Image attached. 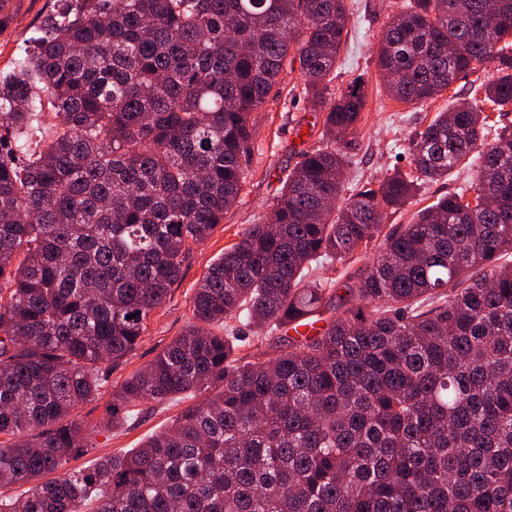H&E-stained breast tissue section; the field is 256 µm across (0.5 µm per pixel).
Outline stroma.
<instances>
[{"label":"stroma","mask_w":512,"mask_h":512,"mask_svg":"<svg viewBox=\"0 0 512 512\" xmlns=\"http://www.w3.org/2000/svg\"><path fill=\"white\" fill-rule=\"evenodd\" d=\"M350 6L349 33L336 59L334 92H341L351 81L361 80L366 95V107L361 120L349 135L348 152L352 159L349 186L364 181L379 182L394 168L409 169V146L415 133L422 130L435 116L455 102H467L473 89L487 80L491 72L481 69L459 75L443 95L423 108L393 100L376 66L380 39L402 0H347ZM59 8L57 0H21L8 20L0 22V69L25 57L33 37L43 20ZM300 82L298 70H285L276 98L264 109L253 113L254 125L251 172L238 202L224 213V221L203 243L195 245L183 266V275L174 285L166 303L159 307L147 323L146 334L132 356L122 367L113 371V385H120L136 370L146 367L192 318L191 297L207 271L209 264L224 249L238 243L249 225L265 220L273 208L284 172L299 160V153L317 141L322 132L323 115L313 111L308 103L291 102L289 92ZM306 128L304 139L294 132ZM475 170L451 174L447 180L425 186L416 205L385 219L387 226L411 223L417 207L435 203L440 197L472 185ZM190 399L168 404L151 403L136 407L134 418L121 429L93 436V451L73 460L82 468L92 465L104 455L123 454L139 447L150 435L163 430L185 407Z\"/></svg>","instance_id":"35a3bbf8"}]
</instances>
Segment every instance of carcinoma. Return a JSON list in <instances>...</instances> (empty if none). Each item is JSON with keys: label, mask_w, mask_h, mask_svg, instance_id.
I'll list each match as a JSON object with an SVG mask.
<instances>
[{"label": "carcinoma", "mask_w": 512, "mask_h": 512, "mask_svg": "<svg viewBox=\"0 0 512 512\" xmlns=\"http://www.w3.org/2000/svg\"><path fill=\"white\" fill-rule=\"evenodd\" d=\"M32 51L0 71V512H512V0H409L377 67L421 106L484 67L476 104L438 112L411 171L338 204L336 146L361 119L358 80L336 94L346 0H61ZM461 51L448 54V45ZM324 113L318 145L282 178L277 228L251 224L211 264L192 322L108 390L182 274L234 205L252 157L250 114L287 61ZM58 122L40 140L35 123ZM474 164L466 191L383 232L421 186ZM381 251L345 283L351 306L278 353L237 354L314 324L331 289L308 265ZM201 400L124 455L68 468L129 408ZM29 485L25 493L5 490ZM111 392L112 390L109 389L106 394H102L99 397L84 403L79 409V415L81 418L89 424H94L102 420L106 415V408L111 400Z\"/></svg>", "instance_id": "1"}]
</instances>
